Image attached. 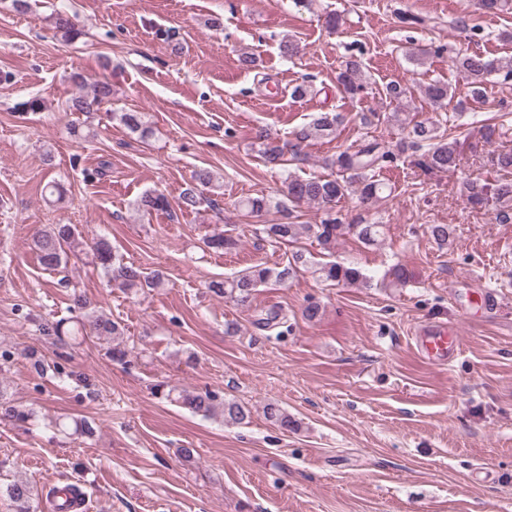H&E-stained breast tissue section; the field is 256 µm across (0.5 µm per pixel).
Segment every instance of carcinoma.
<instances>
[{
    "label": "carcinoma",
    "instance_id": "carcinoma-1",
    "mask_svg": "<svg viewBox=\"0 0 512 512\" xmlns=\"http://www.w3.org/2000/svg\"><path fill=\"white\" fill-rule=\"evenodd\" d=\"M54 28L61 36L73 41L81 32L75 28L69 16L58 12L53 17ZM453 67L465 79L469 88L470 99L480 102L484 99L485 86L493 74H501L512 79V55L490 58L481 52L457 53L452 58ZM361 67L357 58L345 62L336 77L340 93L355 99L364 91L360 80ZM420 95L434 108L441 109L453 98L452 88L444 82H433L420 87ZM112 98V85L101 82L93 86L91 93L77 96L67 103L71 112H95L98 107ZM112 118L119 121L128 133L140 141H146L153 135L152 127L144 120L140 112H114ZM390 119L398 123L406 132L410 147L420 151L417 165L426 170L448 171L457 167L460 156V142L448 139L433 120H423L411 124L396 111ZM341 116L334 112H322L307 125L293 131L291 144L292 160H301L304 143L336 134ZM506 134L504 125L485 124L481 127L484 143L492 145ZM260 153L265 161L277 166L284 162V147L280 140L260 130L256 134ZM394 159V153L378 141H369L354 149H347L326 161V165L336 168V174L330 176H311L308 178L291 177L288 181L286 199L276 203V208L293 211L300 203L316 204L326 211V218L319 224H265L262 233L275 244L298 242L304 236L314 238L317 246L325 255L336 253L338 242L347 237L358 240L365 246L378 244L383 235L382 224H343L332 216L336 203L347 194L353 193L364 204H375L383 199L386 186L376 178V171ZM490 162L499 176L492 182L481 179H468L463 186V193L468 203L486 205L490 202L498 206L495 220L501 222L512 215V150L502 149L491 155ZM137 209L143 211H165L169 208L167 197L158 192H147L136 201ZM430 237L440 248L448 246V241L455 235L453 224H431L428 227ZM209 248L232 251L239 246V239L228 234H214L205 238ZM34 250L41 265L49 270L61 267L68 258V253L78 245L75 228L70 224H57L49 231L39 232L33 240ZM95 259L108 277L112 287L122 291L137 288H157L163 283L161 275L153 277L143 275L140 268L126 263L112 250V244L105 238H98L93 243ZM310 258L307 251L297 248L291 252L283 266L254 265L238 275L222 281H213L209 289L216 295H222L239 304L249 303L257 288L272 281L285 283L297 272L308 267ZM325 281L343 285H366L369 283L361 270L353 263L329 261L314 270ZM407 279V270L402 264H395L385 271L381 282L390 286L402 284ZM82 332L88 337H106L116 339L123 335L119 323L103 316H87L81 327L72 333ZM166 397L180 404L195 414L207 418L219 416L227 425L244 423L250 417V410L234 401L217 402V396L211 392L197 393L175 386L168 387ZM267 420L281 430L296 431L299 421L286 409L276 403L264 407ZM16 512H30L33 500V487L25 481H17L7 489Z\"/></svg>",
    "mask_w": 512,
    "mask_h": 512
}]
</instances>
